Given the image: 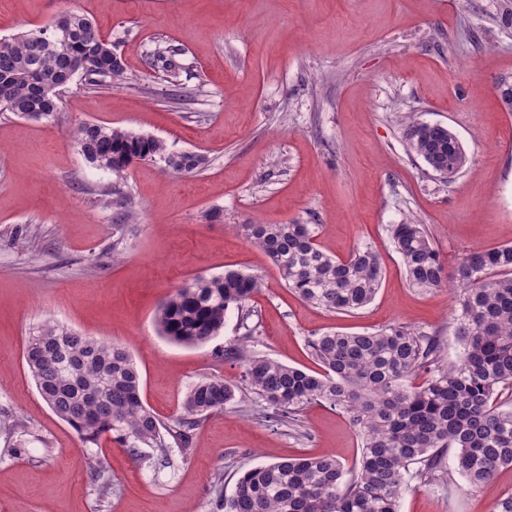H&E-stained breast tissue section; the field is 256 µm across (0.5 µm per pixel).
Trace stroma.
I'll return each instance as SVG.
<instances>
[{
  "mask_svg": "<svg viewBox=\"0 0 512 512\" xmlns=\"http://www.w3.org/2000/svg\"><path fill=\"white\" fill-rule=\"evenodd\" d=\"M94 20L126 64V82L89 89L73 78L60 110L36 122L0 112V512H219L223 477L302 454L357 467L362 442L326 405L300 411L298 431L233 403L204 419L169 454H132L110 437L83 442L40 397L23 354L55 323L127 345L143 400L174 425L189 387L229 381L238 366L216 352L240 334L192 348L158 335L159 304L185 282L232 267L261 278L258 354L313 368L307 336L374 331L394 322L439 331L444 361L451 293L411 288L388 232L414 217L447 259L512 244V112L495 90L512 78V0H0V38L41 27L60 10ZM181 50L169 82L156 49ZM448 125L469 162L454 180L410 154L406 116ZM85 122L163 139L207 156L193 176L145 161L123 180L80 156ZM223 210L208 222L206 213ZM317 224L320 246L345 257L361 243L384 280L351 316L300 301L243 224ZM106 459L112 489L98 495L93 465ZM512 470L490 483L411 481L401 512H493Z\"/></svg>",
  "mask_w": 512,
  "mask_h": 512,
  "instance_id": "1",
  "label": "stroma"
}]
</instances>
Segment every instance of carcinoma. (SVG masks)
<instances>
[{
    "mask_svg": "<svg viewBox=\"0 0 512 512\" xmlns=\"http://www.w3.org/2000/svg\"><path fill=\"white\" fill-rule=\"evenodd\" d=\"M176 48L155 54L166 74L181 70ZM83 71L90 85L126 80L122 57L94 20L69 10L40 29L0 39V112L38 121L60 108V87ZM407 148L431 168L450 155L468 162L449 130L408 117ZM89 164L123 178L131 160L152 161L173 174H192L206 156L173 152L162 139L95 122L73 134ZM245 238L279 270L303 302L334 314L370 305L383 280L377 253L360 244L345 259L317 242L318 224H240ZM410 287L422 292L456 286L457 363L441 358L445 337L394 323L374 332L328 331L306 337L321 371H305L253 350L256 327L248 301L261 290L257 276L236 270L199 278L175 290L157 310L159 333L185 346L207 343L224 331L229 310L240 313L243 334L220 358L240 367L239 378L204 377L190 386L175 425L164 427L142 400L140 369L121 343L43 325L29 337L24 359L50 409L87 442L114 436L133 453L144 446L166 453V436L187 437L206 414L244 397L281 421L311 404L345 413L363 448L359 467L335 457L304 455L239 472L231 495L224 479L213 490L224 512H400L411 479L449 483L457 472L471 487L512 469V245L466 250L453 265L441 257L424 225L408 218L388 228ZM423 378L419 386L410 384ZM452 454L454 469L445 468Z\"/></svg>",
    "mask_w": 512,
    "mask_h": 512,
    "instance_id": "1",
    "label": "carcinoma"
}]
</instances>
